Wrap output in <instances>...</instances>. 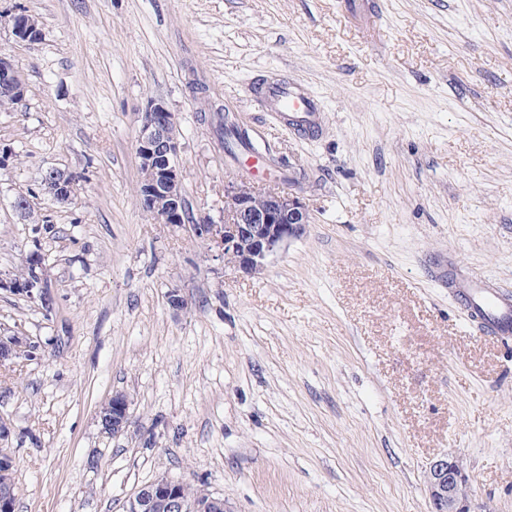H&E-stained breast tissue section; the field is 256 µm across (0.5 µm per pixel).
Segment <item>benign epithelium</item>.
I'll return each mask as SVG.
<instances>
[{
  "instance_id": "obj_1",
  "label": "benign epithelium",
  "mask_w": 512,
  "mask_h": 512,
  "mask_svg": "<svg viewBox=\"0 0 512 512\" xmlns=\"http://www.w3.org/2000/svg\"><path fill=\"white\" fill-rule=\"evenodd\" d=\"M10 28L18 41L35 43L42 38L38 21L24 12L11 17ZM27 85L11 55L0 50V92L16 100L25 98ZM140 122L136 154L141 177L137 187L140 207L173 229L189 227L208 245L218 249L224 263L244 274H257L290 240L299 237L310 223L300 193L284 194L274 188L258 190L247 181H232L224 189V222L203 220L186 225L187 204L182 193V175L176 165L179 151L174 113L160 100L150 98L138 113ZM41 189L58 203L69 202L75 193L72 175L50 168L41 179ZM31 262L35 272L26 281L0 274V290L49 305L47 276L37 254ZM38 344L27 336H0V364L34 357ZM130 399L112 394L111 424L104 429L118 435L130 423ZM432 512H476L472 509L469 478L463 460L441 455L425 471ZM184 481L162 475L141 485L124 503L123 512H228L225 500L213 496L205 502L187 498Z\"/></svg>"
}]
</instances>
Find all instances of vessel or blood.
<instances>
[{
  "label": "vessel or blood",
  "instance_id": "obj_1",
  "mask_svg": "<svg viewBox=\"0 0 512 512\" xmlns=\"http://www.w3.org/2000/svg\"><path fill=\"white\" fill-rule=\"evenodd\" d=\"M255 100L263 111L279 114L301 136L317 135L324 124V109L317 97L301 85L282 79L255 91ZM433 276L447 288L471 315L478 328L512 338V292L496 283L455 274L451 261L434 267Z\"/></svg>",
  "mask_w": 512,
  "mask_h": 512
}]
</instances>
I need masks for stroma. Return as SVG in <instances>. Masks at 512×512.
Listing matches in <instances>:
<instances>
[{"instance_id": "obj_1", "label": "stroma", "mask_w": 512, "mask_h": 512, "mask_svg": "<svg viewBox=\"0 0 512 512\" xmlns=\"http://www.w3.org/2000/svg\"><path fill=\"white\" fill-rule=\"evenodd\" d=\"M19 12L43 37L0 24L27 83L0 111V271L39 252L53 307L0 291V335L42 349L0 366L16 512H122L163 474L230 512H431L443 454L479 512H512V343L430 274L449 255L512 290V0H0ZM265 76L320 98L322 135L261 110ZM151 98L195 220L222 222L231 181L301 193L305 234L260 274L138 206ZM226 114L263 164L225 151ZM50 168L72 204L42 193ZM17 41L35 43L42 38V28L38 21L24 12L14 14L9 25ZM40 185L42 191L58 203L69 202L75 193L74 177L56 168L46 170ZM112 418L111 424L104 423L103 428L118 435L125 431L130 423V399L125 393L115 392L112 394Z\"/></svg>"}]
</instances>
